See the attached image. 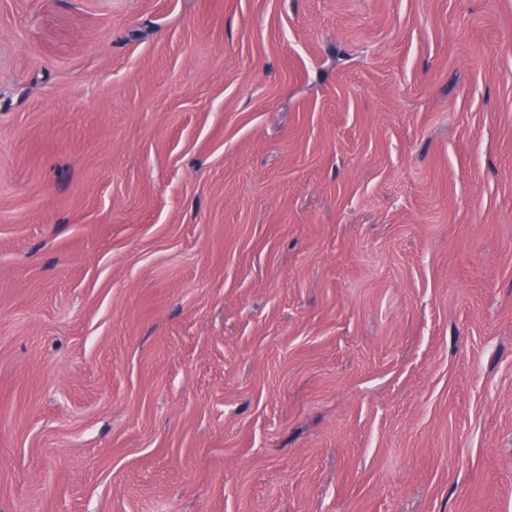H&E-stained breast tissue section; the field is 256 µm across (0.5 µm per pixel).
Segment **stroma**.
<instances>
[{"label":"stroma","instance_id":"obj_1","mask_svg":"<svg viewBox=\"0 0 512 512\" xmlns=\"http://www.w3.org/2000/svg\"><path fill=\"white\" fill-rule=\"evenodd\" d=\"M0 512H512V0H0Z\"/></svg>","mask_w":512,"mask_h":512}]
</instances>
